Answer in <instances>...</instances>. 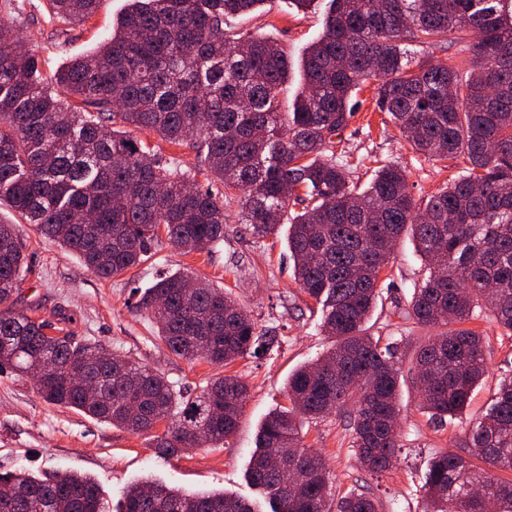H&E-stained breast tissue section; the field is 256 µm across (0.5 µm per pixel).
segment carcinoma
<instances>
[{"mask_svg":"<svg viewBox=\"0 0 512 512\" xmlns=\"http://www.w3.org/2000/svg\"><path fill=\"white\" fill-rule=\"evenodd\" d=\"M97 2L48 6L59 20L81 22ZM264 2L130 0L110 40L48 79L19 50L13 22L0 18V203L103 279L138 266L164 238L189 252L220 243L231 202L258 238L288 225L295 279L322 305L331 347L288 377L291 407L267 415L249 478L271 512H331L329 470L302 444L304 421L353 405L351 448L373 473L392 467L401 448L398 369L367 323L402 235L411 234L429 269L411 315L442 329L415 355L421 410L435 421L458 417L485 374L483 337L457 324L487 310L512 335V0H328L290 112L281 104L288 55L276 39L232 23ZM407 44L422 52L414 65ZM445 45L454 49L448 62L433 61L429 50ZM369 80L379 84L377 107L415 152L459 160L465 174L424 202L389 163L366 187L350 184L333 136ZM128 126L191 145L199 167L163 157ZM204 171L224 193L198 189ZM26 269L14 225L0 223V369L51 367L36 382L46 403L151 433L164 458L234 433L248 397L240 377L188 395L160 372L16 311ZM138 306L164 347L189 361L222 366L274 344L231 294L185 272L161 276ZM76 363L87 373H70ZM460 447L466 452L430 462L424 512H512V480L489 473L512 472V377ZM285 449L305 475L295 493L271 465ZM0 512L110 510L87 476L19 472L0 475ZM119 512L258 510L222 493L145 484L127 491ZM336 512L379 508L354 493Z\"/></svg>","mask_w":512,"mask_h":512,"instance_id":"carcinoma-1","label":"carcinoma"}]
</instances>
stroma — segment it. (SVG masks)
<instances>
[{"mask_svg":"<svg viewBox=\"0 0 512 512\" xmlns=\"http://www.w3.org/2000/svg\"><path fill=\"white\" fill-rule=\"evenodd\" d=\"M46 2L0 0V16L14 20L25 48L36 55L45 75L109 39L128 7V0H99L88 21L69 24L51 17ZM322 22V8L304 12L293 0H266L260 10L240 18L239 26L278 39L293 63L288 80L293 92L302 81V53L320 35ZM376 95L373 82L356 94L357 109L335 137L336 156L348 162L352 181L368 183L378 162L390 163L405 172L409 191L422 201L460 175V168H444L413 151L389 116L378 111ZM237 211V206L227 207L224 240L211 251L187 252L164 242L139 266L103 280L76 255L49 243L34 225L0 206V221L16 225L30 267L15 298L16 310L54 324L69 317L68 327L76 336L157 369L192 394L225 373L241 376L249 385L238 428L225 444L163 459L149 436L47 404L30 377L1 370L0 474L18 468L87 474L115 507L128 487L151 479L187 492L223 491L251 502L256 512H266L267 502L247 476L259 429L269 412L287 405L289 375L321 356L329 341L321 331L319 305L294 279L285 234L254 237L247 225L238 223ZM178 269L232 293L257 329L276 336L272 350L222 367L187 361L157 345V325L140 311L138 302L160 275ZM425 276L411 237H404L381 275L369 321L371 335L381 345L392 346L399 361L403 448L395 465L379 474L361 465L350 447V408L302 428L305 446L321 452L327 461L335 497L365 492L380 502L381 512H421L424 475L431 459L440 452L458 451L465 426L485 411L500 381L512 376V337L488 316L469 319L465 328L480 332L485 340V376L460 418L436 423L420 410L412 383L413 355L428 332L410 319L409 301Z\"/></svg>","mask_w":512,"mask_h":512,"instance_id":"35a3bbf8","label":"stroma"}]
</instances>
